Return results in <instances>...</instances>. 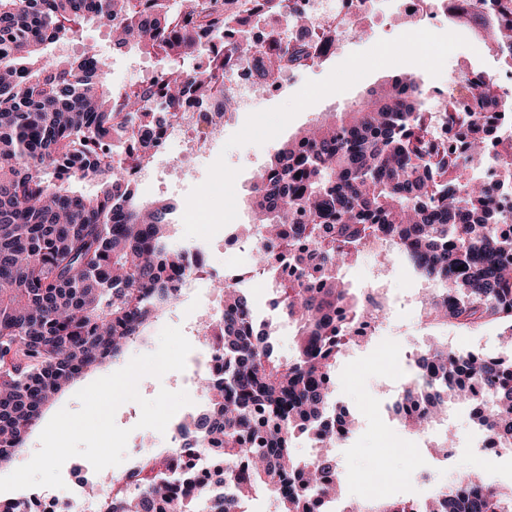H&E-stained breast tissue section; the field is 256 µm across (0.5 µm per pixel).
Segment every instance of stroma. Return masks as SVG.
Returning <instances> with one entry per match:
<instances>
[{"mask_svg":"<svg viewBox=\"0 0 512 512\" xmlns=\"http://www.w3.org/2000/svg\"><path fill=\"white\" fill-rule=\"evenodd\" d=\"M366 29L367 39L347 37L335 55L307 68L300 83L285 84L279 92L261 97L256 111L229 116L223 139L192 170L190 178L174 188L176 201L201 204L208 211L209 219L204 224L174 222L171 226L174 237L204 241L224 237L227 230L222 221L228 210L236 214L238 223H251V212L246 204L250 186L274 151L324 113L342 111L346 105L361 100L368 88L388 76L409 68L427 88H440L447 82L449 67L479 68L490 57L486 45L467 28L441 27L426 36L436 64L421 58L411 66L397 48L413 42L416 29L412 24L387 8L371 19ZM87 44L96 45L113 86L118 88L143 84L145 70L160 73L171 67L169 59L161 55L145 54L135 48L115 51L109 28L93 22L84 24L72 41L49 45L47 54L51 57L76 55ZM213 183L224 184L227 196L209 195L206 188ZM383 264L390 268V288L394 295L418 291L421 282L403 258L394 255L385 261L373 253L362 255L344 268L347 287L354 291L363 288L372 270ZM214 299L212 286L191 289L159 324L181 328L194 352H201L204 345L196 335V324ZM499 336L500 329L494 324L465 337L438 330L426 326L419 311L399 303L393 306L376 335L338 361L335 399L349 410L356 422L353 434L338 456L345 480V499L362 496L364 483L376 466L387 468L395 476L394 482L382 491L386 497L428 496L431 486L419 479L420 474L426 472L443 482L479 469L499 486L512 487V459L479 463L468 454L464 441L475 428L468 411L453 416L447 433L434 430L424 434L423 448L385 458L379 454L382 434H390L402 442L413 438L394 415L393 401L410 376V356L416 349L441 341L454 349L475 350L490 356L500 349ZM140 415L139 405L127 402L118 408L115 422L130 430L132 438L140 440L146 448H167L172 430L160 433L138 428ZM445 436L453 440L455 454L451 466L442 468L430 447Z\"/></svg>","mask_w":512,"mask_h":512,"instance_id":"stroma-1","label":"stroma"}]
</instances>
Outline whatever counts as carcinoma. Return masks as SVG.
Segmentation results:
<instances>
[{
  "label": "carcinoma",
  "mask_w": 512,
  "mask_h": 512,
  "mask_svg": "<svg viewBox=\"0 0 512 512\" xmlns=\"http://www.w3.org/2000/svg\"><path fill=\"white\" fill-rule=\"evenodd\" d=\"M213 2L206 9L201 0H0V467L73 382L120 359L178 301L164 280L185 267L169 240L175 207L140 202L123 168L105 157L128 116L174 110L190 92L210 90L211 75L187 63L240 23L235 0ZM472 4L458 23L498 35L490 49L512 67V0ZM88 22L109 26L117 47L168 58L165 80L122 93L104 77L89 80L90 70L105 67L92 46L45 56ZM232 51L256 57L258 86L281 61L257 54L245 36ZM468 90L475 156L487 133L477 115L512 112V92L481 77ZM428 93L413 73H396L350 109L299 131L257 174L248 203L261 218V244L252 263L295 266L275 302L296 326L294 354L275 357L271 323L256 322L241 289L213 281L224 308L201 336L222 341L224 374L199 376L206 406L190 422L194 438L177 449L180 472L113 501L110 512H245L259 490L278 512H321L335 500L337 486L322 476L339 472L336 454L324 448L301 463L293 448L310 431L327 442L322 420L334 412L336 363L354 324L373 317L336 280L370 231L387 235L418 277L441 283L423 307L427 324L471 330L496 322L512 339V223H501L479 183L462 179L467 159L432 141ZM75 181L98 191L78 193ZM456 396L472 405L483 431L512 447V354L475 357L430 344L415 355L396 412L418 433L442 421L440 410ZM201 451L240 467L224 471L226 490L212 501L193 493L196 477L181 457ZM463 479L427 499L362 497L342 512H512V488L476 473Z\"/></svg>",
  "instance_id": "carcinoma-1"
}]
</instances>
